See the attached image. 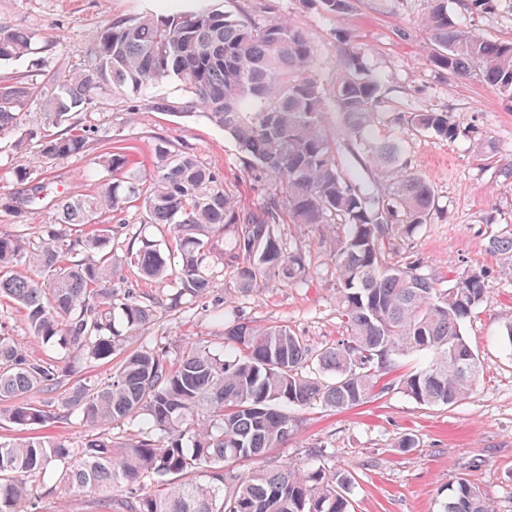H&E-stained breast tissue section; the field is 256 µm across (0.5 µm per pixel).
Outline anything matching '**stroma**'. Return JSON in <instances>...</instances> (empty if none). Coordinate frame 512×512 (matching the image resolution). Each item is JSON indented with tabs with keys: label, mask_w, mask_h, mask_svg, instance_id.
<instances>
[{
	"label": "stroma",
	"mask_w": 512,
	"mask_h": 512,
	"mask_svg": "<svg viewBox=\"0 0 512 512\" xmlns=\"http://www.w3.org/2000/svg\"><path fill=\"white\" fill-rule=\"evenodd\" d=\"M161 0H0V21L37 34L35 52L0 65V78L30 80L52 66H83L92 34L112 19L159 11ZM200 8L241 18L272 14L298 26L316 50V73L326 94H334L339 65L347 50L359 52L382 86V103L372 137L399 143L408 171L429 180L435 207L427 224L412 235L394 237L385 248L391 263L416 262L437 287L452 286L463 269L485 270L486 299L465 323L463 333L478 355L482 379L474 392L455 405L422 406L394 388L347 411L315 408L298 411L297 427L266 462H309L315 446L325 445V460L351 473L350 499L355 512H437L444 485L465 477L478 487L493 512H512V348L501 339L512 323V266L486 252L491 235L512 233V178L500 168L512 166V104L475 76L441 77L425 59L426 34L420 19L427 0H353L350 11L333 15L317 0H200ZM452 20L494 40L512 39V0L494 10L473 13L463 0H448ZM169 81L130 99L102 93L77 121L90 141L82 155L66 160L16 158L14 131L0 133V232L52 223L50 205L39 215L15 214L8 204L17 185L14 167L27 164L46 172L57 191L80 193L83 175L97 167L100 154L116 148L129 155L136 173L153 171L157 140L189 149L199 160L224 173V185L240 208L261 206L271 178L256 180L238 144L199 114L162 112L156 100H178ZM411 112H444L458 130L454 140L417 132L406 122ZM336 145L340 166L369 192L380 190L363 145L351 140L335 109L323 117ZM112 227V249L125 254L134 241L149 236L169 247L168 234L145 224L141 209L103 215ZM285 247L305 252L308 283L267 285L244 293L232 273L214 280L207 298L171 311L159 308L141 332L143 341L164 337L171 355L200 342L225 348L224 331L235 321L257 327L285 324L303 336L312 350L336 344L344 334L336 300L334 254L338 228L332 224L279 225ZM416 445L398 447L405 434Z\"/></svg>",
	"instance_id": "obj_1"
}]
</instances>
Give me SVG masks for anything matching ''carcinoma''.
<instances>
[{
	"label": "carcinoma",
	"mask_w": 512,
	"mask_h": 512,
	"mask_svg": "<svg viewBox=\"0 0 512 512\" xmlns=\"http://www.w3.org/2000/svg\"><path fill=\"white\" fill-rule=\"evenodd\" d=\"M428 3L422 26L429 64L451 75L474 71L512 103V41L456 26L447 0ZM34 41L0 24V63L29 55ZM314 60L312 44L285 18L142 13L97 31L76 71L0 82V132H18L15 153L26 155L33 140L34 132L21 126L35 106L45 131L40 155L65 160L88 151L74 114L99 91L135 96L174 78L182 99H159L156 109L205 117L236 141L249 170L274 181L262 206L242 209L226 191L223 171L160 139L150 178L125 175L127 155L105 154L100 166L110 178L85 174L94 190L55 199L54 223L39 225L38 236L0 234V301L16 305L30 336L59 354L34 358L0 334V404L6 405L0 421L28 432L0 440V512H38L46 496L84 497L90 512H351L353 477L333 466L263 465L243 473L237 464L260 460L286 442L296 410H349L390 389L381 377L399 355L428 356L423 370L400 380L403 393L420 405H453L480 382L481 364L462 327L484 301L483 270L470 267L442 290L412 262L386 263V241L430 219L434 187L407 170L389 141L367 145L384 182L381 193H367L340 169L322 128L326 100ZM380 100V85L362 58L347 52L336 109L351 137L363 141ZM407 123L448 140L457 136L443 112H416ZM14 175L22 185L16 203L39 209L50 180L25 164ZM136 201L146 223L167 228L175 250L145 236L124 256L112 253V226L98 218ZM285 216L294 224L345 228L334 261L346 333L341 342L314 355L286 325L255 329L240 321L225 332L231 350L222 353L195 344L172 360L160 339L129 350L155 319V305L121 289V265L176 285L172 307L206 295L226 264L242 291L268 282L304 284L306 256L286 250L277 232ZM485 250L512 263V233L489 238ZM18 265L37 269L38 277L16 274ZM117 355L122 359L109 377L66 386L63 363ZM31 392L42 399L28 401ZM71 417L88 431L80 443L52 432ZM48 473L55 481L46 489ZM445 491L437 512H492L464 477Z\"/></svg>",
	"instance_id": "1"
}]
</instances>
